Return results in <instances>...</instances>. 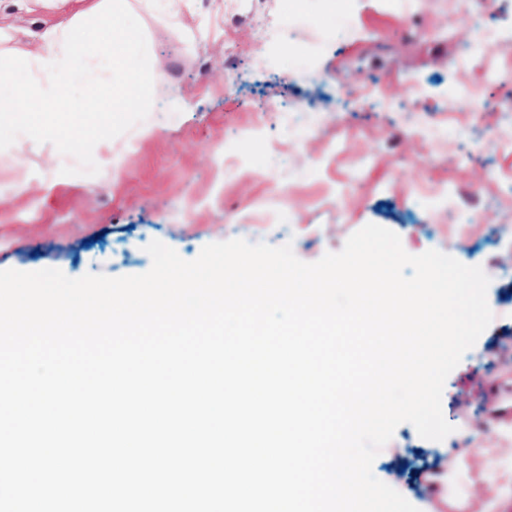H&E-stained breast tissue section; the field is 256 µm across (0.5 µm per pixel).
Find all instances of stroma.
I'll list each match as a JSON object with an SVG mask.
<instances>
[{
  "instance_id": "35a3bbf8",
  "label": "stroma",
  "mask_w": 512,
  "mask_h": 512,
  "mask_svg": "<svg viewBox=\"0 0 512 512\" xmlns=\"http://www.w3.org/2000/svg\"><path fill=\"white\" fill-rule=\"evenodd\" d=\"M75 0H30L5 9L10 38L0 67L13 72L38 46L44 25L72 15ZM136 69L160 70L120 120L99 88L102 48L83 41L78 97L97 113L106 145L94 152L29 148L16 126L0 125V270L57 269L67 277L146 273L158 240L187 261L204 245L242 238L292 245L302 261L340 251L369 223L401 238L412 255L436 249L490 279L493 320L448 376L443 415L458 425L460 398L476 365L502 396L512 378L498 366L512 336V147L500 112L512 84L482 79L458 56L477 19L498 38L494 62L512 63V0H126ZM233 45L234 74L224 49ZM376 84L380 97L337 100L340 80ZM305 105L308 115L295 114ZM453 132L434 141L402 134V119ZM475 192L474 210L432 209L444 190ZM469 225L464 237L436 227ZM452 439L421 438L400 424L372 465L388 481L393 449L413 468L447 456Z\"/></svg>"
}]
</instances>
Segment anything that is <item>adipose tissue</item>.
I'll list each match as a JSON object with an SVG mask.
<instances>
[{
  "mask_svg": "<svg viewBox=\"0 0 512 512\" xmlns=\"http://www.w3.org/2000/svg\"><path fill=\"white\" fill-rule=\"evenodd\" d=\"M81 24V18L77 17L65 24L45 26L38 35L39 48L25 66L18 93L0 95V117L22 116L31 148L76 140L99 145L105 139L100 125L92 120L79 126L51 124L46 120L48 113L77 109L68 71ZM93 39L107 56L111 79L104 96L113 116L117 117L135 100L144 85V77L130 64L133 43L124 23L116 20L112 25L94 29Z\"/></svg>",
  "mask_w": 512,
  "mask_h": 512,
  "instance_id": "adipose-tissue-1",
  "label": "adipose tissue"
}]
</instances>
